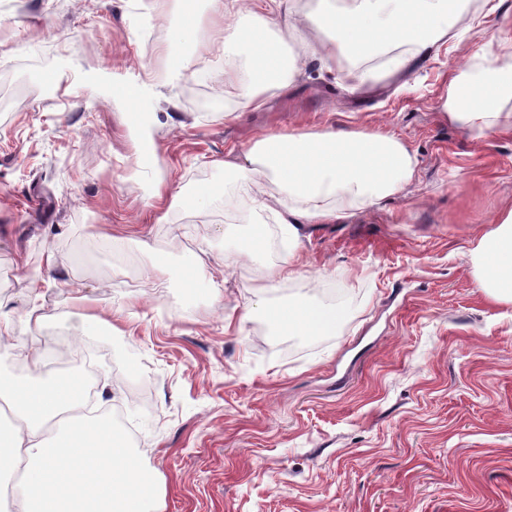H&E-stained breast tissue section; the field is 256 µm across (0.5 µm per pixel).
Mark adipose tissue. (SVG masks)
<instances>
[{"label":"adipose tissue","mask_w":512,"mask_h":512,"mask_svg":"<svg viewBox=\"0 0 512 512\" xmlns=\"http://www.w3.org/2000/svg\"><path fill=\"white\" fill-rule=\"evenodd\" d=\"M287 0H246L248 12H263L264 28H245L226 0H210L230 35L224 40V79L233 81L236 57L261 73L251 83L249 96L263 107L268 90L287 88L307 60L322 71L343 78L357 90L370 70L350 66L351 58L371 59L385 46L396 47L383 71L392 74L424 58L429 49L446 41L451 30V0H336L324 23L333 41L318 43L300 24ZM274 26L280 41L266 31ZM301 38L304 60H288L282 42ZM500 52L487 48L473 66L457 69L448 81L441 109L449 123L465 127L480 140L512 131V113L501 111L512 98V70L499 66ZM417 159L407 144L393 134L368 129L324 127L288 134L263 133L241 153L239 161L224 167L248 172L252 181L275 178L287 199L255 197L263 210L276 212L288 242H298L306 224L346 220L405 191L416 172ZM478 285L494 302L512 304V207L483 233L471 251ZM280 333L316 330L335 324L336 314L304 301L284 303L266 312ZM24 378L0 377V401L13 423L0 444V475L22 473L26 491L16 494L0 487V512H147L157 499L156 476L133 464L127 443L114 436L111 421L75 416L84 401L76 383L46 380L42 369L48 347L15 343Z\"/></svg>","instance_id":"1"}]
</instances>
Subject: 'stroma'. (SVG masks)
Masks as SVG:
<instances>
[{
  "label": "stroma",
  "mask_w": 512,
  "mask_h": 512,
  "mask_svg": "<svg viewBox=\"0 0 512 512\" xmlns=\"http://www.w3.org/2000/svg\"><path fill=\"white\" fill-rule=\"evenodd\" d=\"M472 15L463 40L410 71L351 95L310 65L257 109L248 68L224 82V26L205 2V47L174 58L182 0H0V297L13 336L38 346L62 345L75 296L111 321L46 374L91 377L88 411L121 412L163 484L162 512H512V305L488 299L469 258L512 206V135L474 140L441 110L452 71L512 39V0ZM327 125L395 134L415 179L343 223L305 225L301 276L264 280L288 243L246 190L225 196L224 160L257 132ZM255 228L262 252L225 270ZM323 288L348 297L334 330L267 322L294 299L323 306Z\"/></svg>",
  "instance_id": "1"
}]
</instances>
